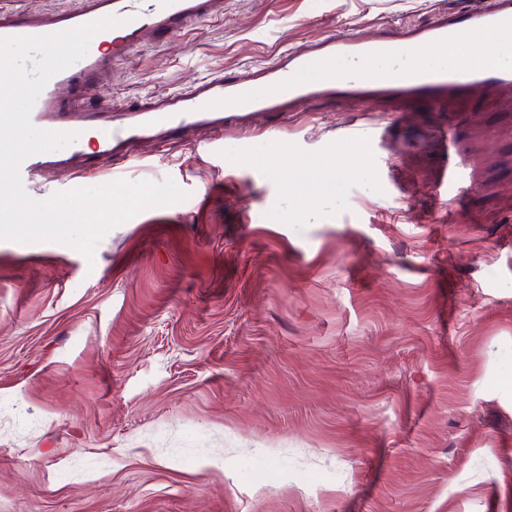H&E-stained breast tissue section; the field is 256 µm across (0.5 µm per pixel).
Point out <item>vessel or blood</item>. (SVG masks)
Wrapping results in <instances>:
<instances>
[{
  "label": "vessel or blood",
  "mask_w": 512,
  "mask_h": 512,
  "mask_svg": "<svg viewBox=\"0 0 512 512\" xmlns=\"http://www.w3.org/2000/svg\"><path fill=\"white\" fill-rule=\"evenodd\" d=\"M224 0H80L72 9L0 8V37L54 34L107 16L122 18V25L99 32L97 43L77 66L55 74L41 91L30 115L32 124L51 131H74L77 139L65 150L37 153L26 158L20 175L32 178L55 167L86 157V139L95 137L102 155H125L135 143L164 142L188 136L196 129L221 131L246 126L258 112H290L297 102L339 98L382 97L399 104L413 98L446 103L449 111L469 104L474 96L495 105L494 91L512 87V0H490L465 14L445 12L422 26L400 27L377 38L330 35L305 42L279 54L271 63L227 81L200 78L191 88L164 92L148 102L115 113L108 106L84 104L86 92L122 60L131 46L156 42L203 19L223 15ZM496 34L502 41L493 64L474 65L467 53L447 64L422 59L423 51L443 45H465L472 36ZM366 59L372 71L340 74V61ZM314 80H301L305 71ZM446 162L439 185L459 190L457 150L451 134H444Z\"/></svg>",
  "instance_id": "vessel-or-blood-1"
}]
</instances>
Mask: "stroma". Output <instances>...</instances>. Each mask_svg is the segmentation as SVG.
Returning <instances> with one entry per match:
<instances>
[{
	"instance_id": "stroma-1",
	"label": "stroma",
	"mask_w": 512,
	"mask_h": 512,
	"mask_svg": "<svg viewBox=\"0 0 512 512\" xmlns=\"http://www.w3.org/2000/svg\"><path fill=\"white\" fill-rule=\"evenodd\" d=\"M475 0H224L130 50L119 106ZM310 102L34 199L172 179L94 263L0 240V512H512V91ZM453 134L469 191L439 189Z\"/></svg>"
}]
</instances>
